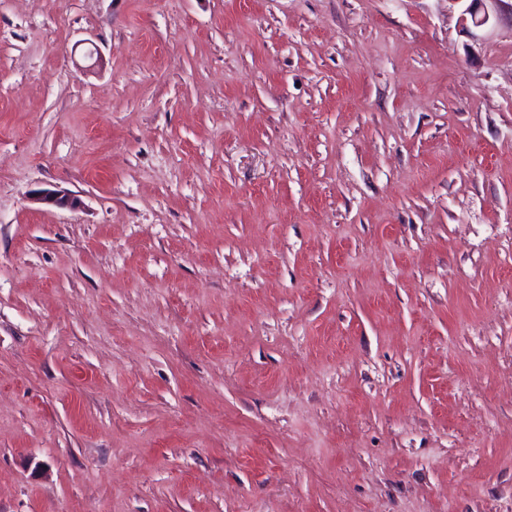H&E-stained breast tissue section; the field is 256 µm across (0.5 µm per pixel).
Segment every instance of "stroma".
Wrapping results in <instances>:
<instances>
[{
    "label": "stroma",
    "instance_id": "35a3bbf8",
    "mask_svg": "<svg viewBox=\"0 0 512 512\" xmlns=\"http://www.w3.org/2000/svg\"><path fill=\"white\" fill-rule=\"evenodd\" d=\"M0 512H512V8L0 0ZM493 2L495 4L507 2V0H451L453 4H459L461 10V21L468 33L476 35L473 29H478L488 25L493 15L485 7L484 2Z\"/></svg>",
    "mask_w": 512,
    "mask_h": 512
}]
</instances>
